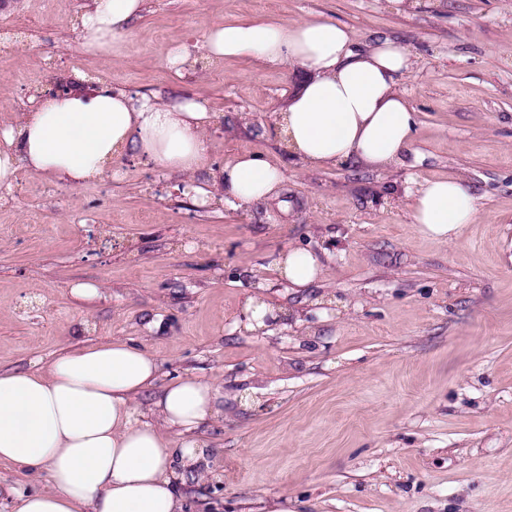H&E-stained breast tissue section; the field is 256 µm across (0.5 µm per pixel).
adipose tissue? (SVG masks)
<instances>
[{
	"instance_id": "ef3b65f1",
	"label": "adipose tissue",
	"mask_w": 512,
	"mask_h": 512,
	"mask_svg": "<svg viewBox=\"0 0 512 512\" xmlns=\"http://www.w3.org/2000/svg\"><path fill=\"white\" fill-rule=\"evenodd\" d=\"M144 4L92 0L76 27L84 50L111 53ZM202 49L214 62L250 58L302 71L276 121L288 155L309 168L352 159L383 170L413 142L416 114L398 88L413 56L392 38L360 48L346 27L320 18L239 20L210 24ZM71 81V92L33 98L18 124L0 130V189L22 167L78 187L111 174L114 158L128 152L190 175L187 192L204 202L219 192L225 206L245 209L279 197L281 173L261 156L208 165L206 131L215 115L198 100L158 104L103 79L89 83L78 70ZM408 208L417 233L448 244L480 216L477 198L451 178L425 182ZM278 271L301 288L322 264L295 248ZM158 370L152 355L123 341L62 352L38 370H0V461L50 481L49 490L16 495L13 512H183L181 477L205 461L209 442L200 429L221 414V395L213 383L188 377L139 411L136 398Z\"/></svg>"
}]
</instances>
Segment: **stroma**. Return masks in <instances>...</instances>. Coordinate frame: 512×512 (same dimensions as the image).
I'll return each mask as SVG.
<instances>
[{
  "label": "stroma",
  "instance_id": "stroma-1",
  "mask_svg": "<svg viewBox=\"0 0 512 512\" xmlns=\"http://www.w3.org/2000/svg\"><path fill=\"white\" fill-rule=\"evenodd\" d=\"M90 2L0 5V129L80 70L161 102L198 97L216 114L209 165L263 154L284 191L203 206L186 175L134 154L79 187L19 170L0 191V369L121 340L157 359V387L219 386L185 512H512V0H146L105 57L73 30ZM318 16L413 52L401 90L418 124L398 166L305 167L274 122L297 72L203 58L208 24ZM179 43L198 60L180 77ZM439 178L482 210L455 244L417 234L407 207ZM295 247L323 265L305 288L276 270ZM79 282L98 298L75 299ZM253 296L280 312L261 332ZM48 488L0 462V512Z\"/></svg>",
  "mask_w": 512,
  "mask_h": 512
}]
</instances>
